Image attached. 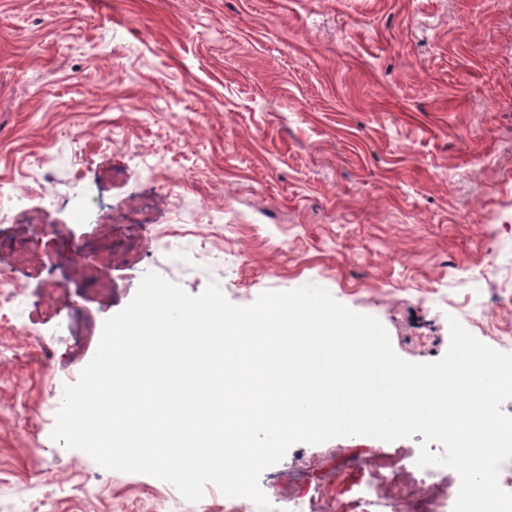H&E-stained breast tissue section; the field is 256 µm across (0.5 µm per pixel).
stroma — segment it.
Segmentation results:
<instances>
[{"label":"stroma","instance_id":"obj_1","mask_svg":"<svg viewBox=\"0 0 512 512\" xmlns=\"http://www.w3.org/2000/svg\"><path fill=\"white\" fill-rule=\"evenodd\" d=\"M61 240L81 264L39 268ZM0 243V512H225L54 442L65 386L148 272L323 287L411 362L452 317L512 352V0H0ZM422 440L298 443L260 485L362 512L357 461Z\"/></svg>","mask_w":512,"mask_h":512}]
</instances>
